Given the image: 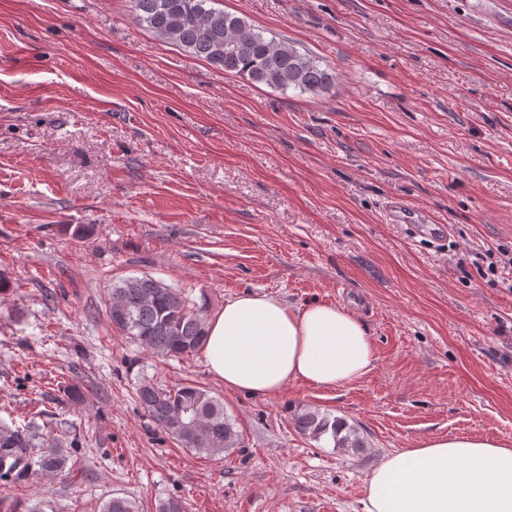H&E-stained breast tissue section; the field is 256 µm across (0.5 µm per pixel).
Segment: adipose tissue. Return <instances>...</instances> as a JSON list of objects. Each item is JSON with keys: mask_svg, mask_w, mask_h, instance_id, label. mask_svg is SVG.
I'll return each instance as SVG.
<instances>
[{"mask_svg": "<svg viewBox=\"0 0 512 512\" xmlns=\"http://www.w3.org/2000/svg\"><path fill=\"white\" fill-rule=\"evenodd\" d=\"M208 329L209 373L225 391L252 397L279 395L296 382L344 387L375 359L364 324L331 303L293 307L246 292L226 300ZM364 495V512H512V447L492 437H431L383 458Z\"/></svg>", "mask_w": 512, "mask_h": 512, "instance_id": "adipose-tissue-1", "label": "adipose tissue"}]
</instances>
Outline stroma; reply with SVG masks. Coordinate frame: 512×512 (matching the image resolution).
<instances>
[{"label":"stroma","mask_w":512,"mask_h":512,"mask_svg":"<svg viewBox=\"0 0 512 512\" xmlns=\"http://www.w3.org/2000/svg\"><path fill=\"white\" fill-rule=\"evenodd\" d=\"M316 57L285 91L158 40L131 0H0V419L71 443L52 478L0 500L139 512H363L379 460L435 435L512 445V0H215ZM442 225L392 223L390 202ZM90 224V238L73 236ZM144 274L354 312L372 370L333 390L225 392L203 353L165 359L111 325L107 288ZM224 403L239 447H182L140 408L142 377ZM82 392L72 402L68 384ZM317 410L361 451L299 433Z\"/></svg>","instance_id":"obj_1"}]
</instances>
